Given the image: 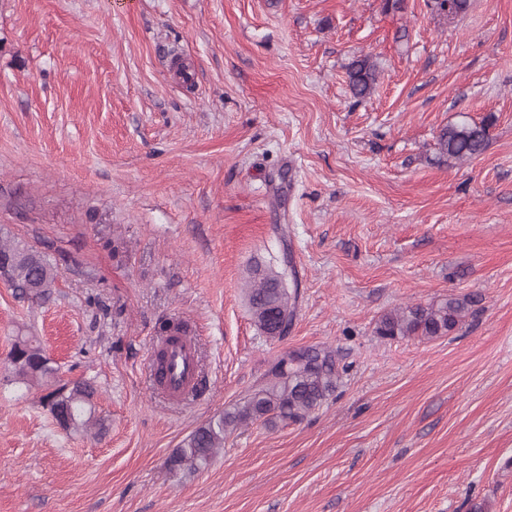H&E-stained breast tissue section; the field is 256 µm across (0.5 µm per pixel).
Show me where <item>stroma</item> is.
<instances>
[{
	"mask_svg": "<svg viewBox=\"0 0 512 512\" xmlns=\"http://www.w3.org/2000/svg\"><path fill=\"white\" fill-rule=\"evenodd\" d=\"M463 121L486 150L440 161ZM0 238L60 272L45 302L0 282V512H512V0H0ZM285 248L300 296L272 341L245 281ZM448 296L476 301L448 335H376ZM171 318L205 378L183 403L149 379ZM21 335L95 385L104 431L13 381ZM315 345L340 367L318 411L168 468ZM348 86L353 98L363 100L374 90L378 72L376 64L369 58L353 60L348 66Z\"/></svg>",
	"mask_w": 512,
	"mask_h": 512,
	"instance_id": "1",
	"label": "stroma"
}]
</instances>
